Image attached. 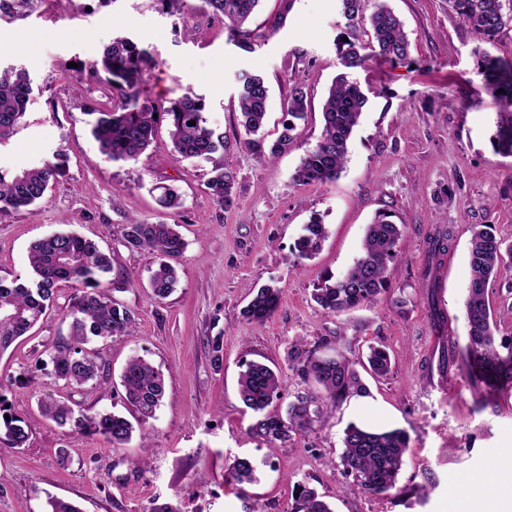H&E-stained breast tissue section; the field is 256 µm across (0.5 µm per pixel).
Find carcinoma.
I'll use <instances>...</instances> for the list:
<instances>
[{"mask_svg":"<svg viewBox=\"0 0 512 512\" xmlns=\"http://www.w3.org/2000/svg\"><path fill=\"white\" fill-rule=\"evenodd\" d=\"M201 8L224 17L232 38L244 50L252 49V31L246 27L261 0H200ZM459 20L472 28L486 42L492 41L506 26L503 0H448ZM347 20L345 36L339 43L343 66L356 69L373 57L401 59L408 54L409 41L400 18L381 0L369 18H364L361 0H341ZM370 24L374 41L366 45L358 30ZM155 67L151 52L131 38L118 34L104 48L100 60L89 71L112 86L113 96L95 112L92 134L101 152L113 161H136L155 138L158 126L165 122L178 159H204L213 162L209 189L216 203L228 210L234 206L236 175L224 159V134L207 127L202 117L203 104L187 91L169 101L168 106L153 107L140 101L144 74ZM487 89L499 103L501 111L512 113V63L483 53L478 62ZM31 92L29 73L20 68L0 71V144L6 142L23 125ZM269 87L261 75L245 73L241 77L238 108L241 115L243 143L253 153L275 156L297 137L298 122L307 117L304 87H291L287 104L288 119L271 145H266L265 123ZM368 102L360 85L340 73L333 80L324 102L323 129L314 147L301 159L293 180L301 183H326L335 180L344 168L348 143ZM66 171V159L57 152L41 165L15 172H0V216L39 203L49 187ZM161 205L174 212L182 207L177 190L166 187ZM123 245L129 250H148L158 257V265L149 279L152 296L168 298L177 282L176 264L185 243L177 225L132 220L121 228ZM326 237L322 224H307L296 243L297 258L308 259L321 248ZM403 227L380 213L368 225L362 253L339 277L326 278L313 294L316 304L328 315H340L363 305L377 302L386 291L387 269L398 255ZM451 232L437 230L429 235V251L436 255L446 251ZM471 278L465 302L468 326L467 344L462 359L480 400L512 385V336L498 337L487 300L490 282L501 268L512 267V244L498 238L490 224L475 225L469 251ZM32 276L27 282L19 278H0V352L7 350L46 314L54 303L57 286L69 282L75 293L68 312L69 337L51 347V381L37 399L42 417L55 421L73 432L101 435L120 448L129 443L133 433L152 418L165 395L162 371L141 356H132L121 372L125 400L137 416L130 420L113 411L91 413L77 408L70 398L57 392L63 385L80 389L93 384L102 363L94 342H103L135 332L134 312L109 297L104 284L116 291L122 285L109 278L112 257L92 239L71 232H60L35 242L29 251ZM282 288L266 284L252 294L242 316L249 322H262L277 309ZM343 337L325 339L308 345L293 343L288 352L289 367L304 384L293 394L286 414H269L266 409L281 397V377L265 364L241 363L238 392L243 403L255 414L249 431L270 446L285 444L292 436L306 433L322 424L333 408L349 398L362 396L367 389L356 369L357 362L348 356ZM391 368L387 352L370 348L364 369L375 377L386 376ZM0 385V443L21 448L27 442L26 421L7 408L8 400ZM10 419H5V416ZM340 466L353 477L362 493L386 496L396 489L403 456L409 448L407 434L395 429L369 432L351 423L344 431ZM233 480L239 486L257 481L253 462L245 457L234 460ZM291 512H333L315 489L296 486Z\"/></svg>","mask_w":512,"mask_h":512,"instance_id":"obj_1","label":"carcinoma"}]
</instances>
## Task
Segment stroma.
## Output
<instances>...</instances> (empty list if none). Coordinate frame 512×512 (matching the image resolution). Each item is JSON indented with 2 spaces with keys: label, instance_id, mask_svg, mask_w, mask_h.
Returning <instances> with one entry per match:
<instances>
[{
  "label": "stroma",
  "instance_id": "stroma-1",
  "mask_svg": "<svg viewBox=\"0 0 512 512\" xmlns=\"http://www.w3.org/2000/svg\"><path fill=\"white\" fill-rule=\"evenodd\" d=\"M188 2L182 16L157 0H42L23 15L0 13V69L25 68L32 81L26 119L0 145V170L33 167L58 150L67 156L65 176L35 210L0 219V277L28 278L30 245L54 233L97 241L112 256L113 278L129 282L113 297L134 312L135 333L102 343L103 371L91 392L73 399L93 412L130 414L120 373L134 355L166 381L154 417L120 449L41 417L48 348L70 331L74 287L60 284L45 318L0 354L11 409L29 424L23 447H0V512H47L52 496L81 512H152L166 504L176 512H243L248 504L290 512L299 483L315 488L333 512H451L460 500L481 512H512V492H490L484 482L492 467L512 468V391L479 402L460 354L471 229L493 225L512 243V151L501 146L512 121L499 112L477 66L485 52L512 62V22L489 44L449 13L448 0H387L404 23L409 54L353 69L369 101L345 168L336 181L304 184L292 174L321 135L327 89L343 70L339 0H262L249 52L230 39L222 17L199 9V0ZM119 33L157 61L144 76L146 102L188 90L202 99L206 124L223 134L236 170L233 208L213 200L210 161H175L166 127L138 161L101 153L89 113L112 90L78 70ZM243 70L268 82L269 139L287 117L291 85L307 92V119L278 156L239 143L236 76ZM164 185L181 192L178 213L160 206ZM379 213L404 227L387 292L372 305L323 314L315 288L353 264ZM133 218L180 227L178 282L163 301L149 288L156 255L122 243L121 227ZM312 222L324 224L327 237L314 258L297 260L294 245ZM437 227L452 229L453 238L433 260L426 239ZM273 281L282 289L275 313L260 323L243 319L251 290ZM399 297L405 307L396 306ZM330 336L345 337L362 357L369 347L386 348L390 373L365 377L370 404L362 412L342 404L324 425L269 450L248 431L253 413L239 397L240 363L279 370L282 397L269 410L282 414L298 382L288 368L290 344ZM451 339L457 350L448 357ZM380 408L407 432L409 448L396 492L370 497L343 474L339 458L348 424ZM238 457L250 458L259 476L243 493L229 473Z\"/></svg>",
  "mask_w": 512,
  "mask_h": 512
}]
</instances>
